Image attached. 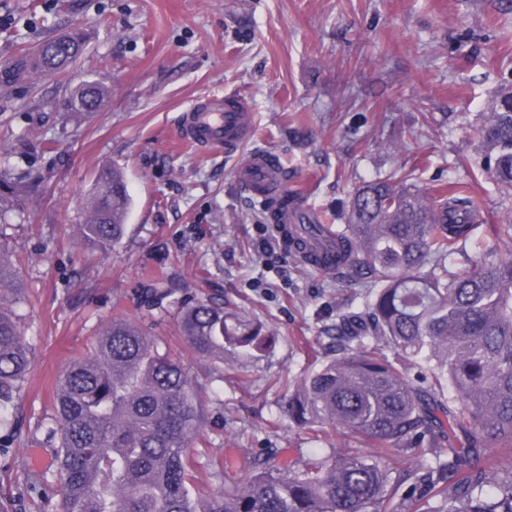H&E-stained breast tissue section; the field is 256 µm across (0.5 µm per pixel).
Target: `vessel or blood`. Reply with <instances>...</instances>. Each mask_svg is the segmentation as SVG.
Returning <instances> with one entry per match:
<instances>
[{
	"label": "vessel or blood",
	"instance_id": "b4317fda",
	"mask_svg": "<svg viewBox=\"0 0 512 512\" xmlns=\"http://www.w3.org/2000/svg\"><path fill=\"white\" fill-rule=\"evenodd\" d=\"M181 135L209 152L233 151L251 137L252 127L240 99L206 96L183 113ZM235 178L257 200L281 201L288 196L278 157L271 151H253L237 168Z\"/></svg>",
	"mask_w": 512,
	"mask_h": 512
}]
</instances>
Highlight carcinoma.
I'll return each mask as SVG.
<instances>
[{
	"instance_id": "cac0c4a2",
	"label": "carcinoma",
	"mask_w": 512,
	"mask_h": 512,
	"mask_svg": "<svg viewBox=\"0 0 512 512\" xmlns=\"http://www.w3.org/2000/svg\"><path fill=\"white\" fill-rule=\"evenodd\" d=\"M70 28L0 64V88L31 73L54 76L82 55ZM106 91L80 85L60 108L86 116ZM485 170L512 189V83L479 128ZM35 184L0 168V217L22 209ZM131 199L124 172L101 168L78 225L106 254L120 242ZM480 220L465 189L438 196L412 173L364 182L346 223L302 211L288 248L333 238L336 280L364 302L336 321V347L295 380H284L282 415L298 430L339 431L356 443L302 469L272 454H245L194 487L203 405L183 363L160 350L135 320L103 326L94 351L72 360L55 387V474L61 512H512V222L488 225L482 252L463 253ZM19 277L0 247V422L29 369L25 333L10 304ZM179 330L199 357L254 358L273 333L213 298L181 301Z\"/></svg>"
}]
</instances>
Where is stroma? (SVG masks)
I'll list each match as a JSON object with an SVG mask.
<instances>
[{"mask_svg": "<svg viewBox=\"0 0 512 512\" xmlns=\"http://www.w3.org/2000/svg\"><path fill=\"white\" fill-rule=\"evenodd\" d=\"M75 26L90 40L64 75L0 91V162L37 181L25 222L0 228L30 344L12 428L0 431V512H58L60 487L42 480L59 445L54 383L119 309L154 322L203 399L201 485L244 453L324 460L330 442L281 416L280 382L332 349L337 315L362 299L285 249L235 169L250 150L272 151L289 189L335 224L356 186L397 170L434 193L468 187L482 223L512 220V193L485 172L477 134L512 80V0H0V61ZM86 81L110 91L95 115L58 111ZM211 95L247 102L246 148L210 154L182 141L183 112ZM105 165L124 172L132 206L103 255L77 226ZM155 281L173 294L150 311L141 296ZM206 293L265 322L273 353L238 368L191 352L177 303Z\"/></svg>", "mask_w": 512, "mask_h": 512, "instance_id": "stroma-1", "label": "stroma"}]
</instances>
